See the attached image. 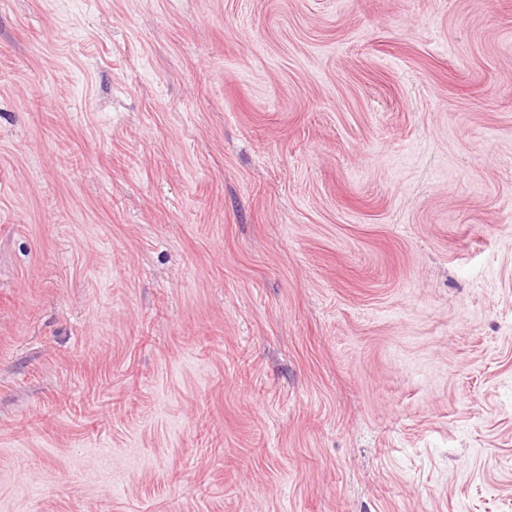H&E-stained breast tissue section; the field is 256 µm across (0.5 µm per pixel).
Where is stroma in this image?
<instances>
[{"label": "stroma", "instance_id": "1", "mask_svg": "<svg viewBox=\"0 0 512 512\" xmlns=\"http://www.w3.org/2000/svg\"><path fill=\"white\" fill-rule=\"evenodd\" d=\"M0 512H512V0H0Z\"/></svg>", "mask_w": 512, "mask_h": 512}]
</instances>
